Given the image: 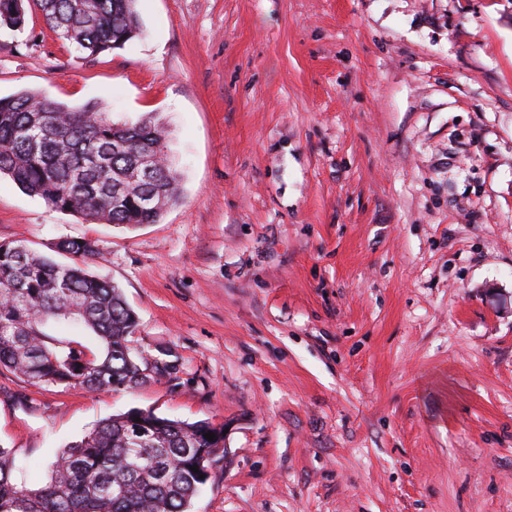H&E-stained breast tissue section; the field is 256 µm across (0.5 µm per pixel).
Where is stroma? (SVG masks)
Returning a JSON list of instances; mask_svg holds the SVG:
<instances>
[{
  "instance_id": "stroma-1",
  "label": "stroma",
  "mask_w": 512,
  "mask_h": 512,
  "mask_svg": "<svg viewBox=\"0 0 512 512\" xmlns=\"http://www.w3.org/2000/svg\"><path fill=\"white\" fill-rule=\"evenodd\" d=\"M135 9L92 62L40 15L0 29V96L158 114L180 201L123 230L2 177L0 241H97L180 371L89 392L0 369L16 480L150 409L226 430L190 512H512V0Z\"/></svg>"
}]
</instances>
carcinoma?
<instances>
[{
  "label": "carcinoma",
  "mask_w": 512,
  "mask_h": 512,
  "mask_svg": "<svg viewBox=\"0 0 512 512\" xmlns=\"http://www.w3.org/2000/svg\"><path fill=\"white\" fill-rule=\"evenodd\" d=\"M135 2L0 0V28L21 31L38 13L58 40L95 60L139 36ZM144 156L156 158L154 175L112 192ZM2 175L56 211L122 228L156 223L181 194L160 119L116 122L97 102L69 107L33 90L0 97ZM51 250L70 262L0 241V369L38 388L91 392L176 379L170 352L135 345L138 319L121 290L87 270L103 257L98 244L70 237ZM80 328L94 333L96 347L72 338ZM215 457L224 458V434L211 422L133 409L66 445L37 488L17 482L15 455L0 445V512H189Z\"/></svg>",
  "instance_id": "obj_1"
}]
</instances>
